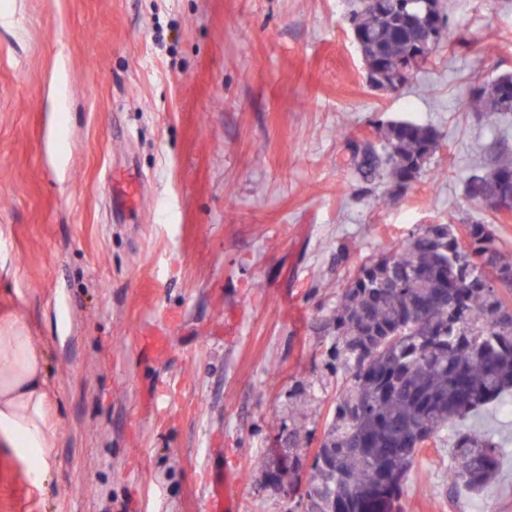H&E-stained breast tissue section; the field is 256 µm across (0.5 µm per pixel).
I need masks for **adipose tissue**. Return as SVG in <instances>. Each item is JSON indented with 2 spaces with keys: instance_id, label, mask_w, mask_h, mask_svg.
Masks as SVG:
<instances>
[{
  "instance_id": "1",
  "label": "adipose tissue",
  "mask_w": 512,
  "mask_h": 512,
  "mask_svg": "<svg viewBox=\"0 0 512 512\" xmlns=\"http://www.w3.org/2000/svg\"><path fill=\"white\" fill-rule=\"evenodd\" d=\"M60 435L51 418L45 351L22 312L0 316V451L19 461L33 486L56 466Z\"/></svg>"
}]
</instances>
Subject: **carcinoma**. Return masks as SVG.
<instances>
[{
  "label": "carcinoma",
  "mask_w": 512,
  "mask_h": 512,
  "mask_svg": "<svg viewBox=\"0 0 512 512\" xmlns=\"http://www.w3.org/2000/svg\"><path fill=\"white\" fill-rule=\"evenodd\" d=\"M376 10L359 0L353 28L365 64L391 80L419 44L432 45L410 77L435 58L444 42L425 14L448 20L442 0H388ZM503 74L475 88V105L498 128L512 118ZM381 151L358 164L367 181L403 189L418 180L439 149L441 134L410 120L389 122ZM470 202L482 208L512 194V161L498 160L466 180ZM512 275V263L491 225L429 224L390 254L367 258L342 288L328 319L334 341L328 364L345 376L332 420L309 466L305 512H397L404 481L419 451L458 422L501 402L512 391V318L502 292L490 285ZM307 411L288 430V463H299L308 438ZM501 449L484 433L456 430L448 492L460 483L474 492L498 474Z\"/></svg>",
  "instance_id": "carcinoma-1"
}]
</instances>
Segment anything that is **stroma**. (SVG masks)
<instances>
[{
    "label": "stroma",
    "instance_id": "stroma-1",
    "mask_svg": "<svg viewBox=\"0 0 512 512\" xmlns=\"http://www.w3.org/2000/svg\"><path fill=\"white\" fill-rule=\"evenodd\" d=\"M446 7L445 48L381 91L352 0H0V313L20 309L42 345L60 430L42 488L0 453V512H213L227 473L237 512H304L344 385L323 319L360 263L477 219L512 259V214L465 193L491 150L512 152V126L492 136L470 97L512 73V0ZM398 119L442 141L392 197L352 143ZM464 425L502 444L496 481L448 494L447 434L400 512H512V416ZM299 418L295 421L293 427L288 430V466L289 468H294L295 464H298L300 461V456L297 453L299 450V443L303 439L308 438V430L305 423V418L307 416V411L302 410L299 414Z\"/></svg>",
    "mask_w": 512,
    "mask_h": 512
}]
</instances>
